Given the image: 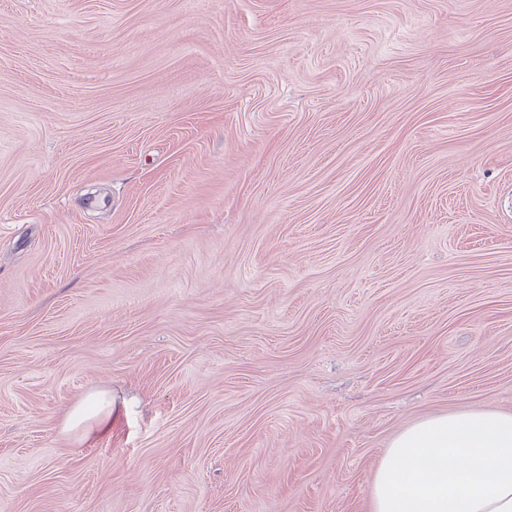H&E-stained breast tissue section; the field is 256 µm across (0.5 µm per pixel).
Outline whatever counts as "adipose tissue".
I'll use <instances>...</instances> for the list:
<instances>
[{
	"label": "adipose tissue",
	"mask_w": 512,
	"mask_h": 512,
	"mask_svg": "<svg viewBox=\"0 0 512 512\" xmlns=\"http://www.w3.org/2000/svg\"><path fill=\"white\" fill-rule=\"evenodd\" d=\"M112 426V397L89 394L65 416L82 434ZM371 512H512V413L458 411L398 433L377 467Z\"/></svg>",
	"instance_id": "adipose-tissue-1"
}]
</instances>
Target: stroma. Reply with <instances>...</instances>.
<instances>
[{"label": "stroma", "mask_w": 512, "mask_h": 512, "mask_svg": "<svg viewBox=\"0 0 512 512\" xmlns=\"http://www.w3.org/2000/svg\"><path fill=\"white\" fill-rule=\"evenodd\" d=\"M463 410L512 413V0H0V512H370ZM112 426V396L105 391L89 394L65 416L63 428L74 431L81 428L84 436L106 433Z\"/></svg>", "instance_id": "obj_1"}]
</instances>
